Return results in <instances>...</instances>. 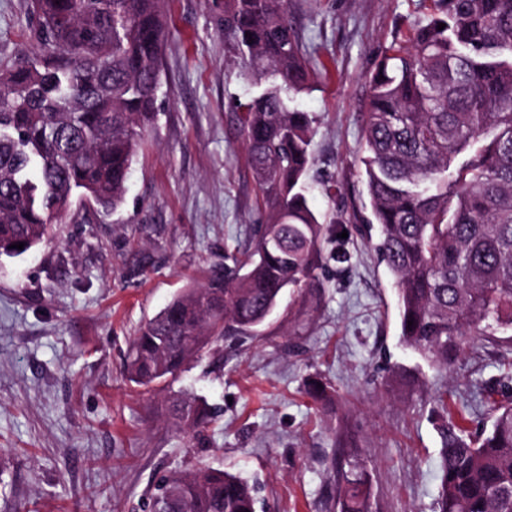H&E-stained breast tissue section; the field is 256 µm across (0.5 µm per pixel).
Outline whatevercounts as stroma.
Here are the masks:
<instances>
[{
  "label": "stroma",
  "instance_id": "obj_1",
  "mask_svg": "<svg viewBox=\"0 0 512 512\" xmlns=\"http://www.w3.org/2000/svg\"><path fill=\"white\" fill-rule=\"evenodd\" d=\"M28 4L0 0V68L30 49ZM164 9L157 117L121 210L72 204L38 247L0 259V512H148L163 476L205 466L256 482L263 512H335L344 449L369 474L373 512H432L447 415L479 435L512 371L503 336L471 340L445 369L402 346L397 291L361 222L368 76L434 0H288L316 69L297 99L318 120L310 203L333 225L319 300L285 293L295 322L225 337L145 394L124 375L138 326L264 221L234 110L255 90L225 45L221 0ZM174 395L213 422L174 420Z\"/></svg>",
  "mask_w": 512,
  "mask_h": 512
}]
</instances>
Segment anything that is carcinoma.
I'll list each match as a JSON object with an SVG mask.
<instances>
[{"label": "carcinoma", "mask_w": 512, "mask_h": 512, "mask_svg": "<svg viewBox=\"0 0 512 512\" xmlns=\"http://www.w3.org/2000/svg\"><path fill=\"white\" fill-rule=\"evenodd\" d=\"M411 47L391 48L369 77L360 150L369 225L398 290L400 341L448 366L472 336L512 333V0H435ZM35 45L0 71V257L41 244L74 199L99 212L125 201L156 116L168 35L164 0H30ZM445 24L438 29V24ZM224 39L263 90L239 105V130L266 205L247 245L174 297L133 337L127 380L150 389L208 345L263 326L290 288L312 294L330 228L309 204L315 120L290 105L310 88L311 57L287 0H224ZM22 242L21 250L14 245ZM413 324H408V321ZM175 418H212L184 402ZM476 439L441 430L434 512H512V402L491 407ZM368 474L336 471L337 512H371ZM161 512H257L239 475L166 477Z\"/></svg>", "instance_id": "carcinoma-1"}]
</instances>
